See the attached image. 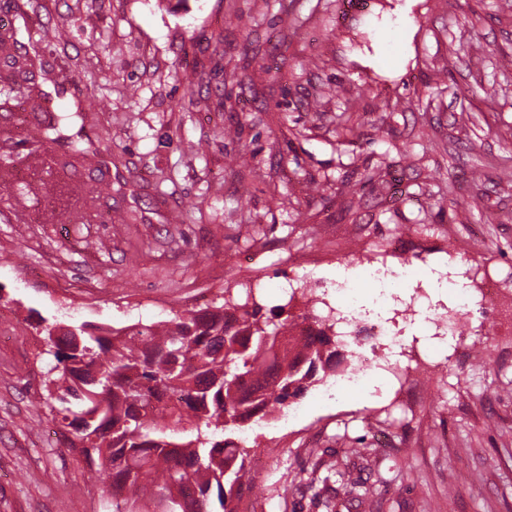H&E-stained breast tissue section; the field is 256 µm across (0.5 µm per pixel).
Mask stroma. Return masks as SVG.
I'll return each instance as SVG.
<instances>
[{"label":"stroma","mask_w":512,"mask_h":512,"mask_svg":"<svg viewBox=\"0 0 512 512\" xmlns=\"http://www.w3.org/2000/svg\"><path fill=\"white\" fill-rule=\"evenodd\" d=\"M13 3L0 25L37 64L18 97L0 71V512L112 501L44 402L39 323L149 325L247 290L300 322L343 282L404 342L378 350L402 381L328 379L233 432L269 457L239 512H512V312L479 348L430 322L462 302L433 280L512 292V0H39L25 19ZM28 25L63 37L32 48ZM76 96L108 150L55 160L92 224L26 175L43 112ZM346 468L373 507L337 494Z\"/></svg>","instance_id":"obj_1"}]
</instances>
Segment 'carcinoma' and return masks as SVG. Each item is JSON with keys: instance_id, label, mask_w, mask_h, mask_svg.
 Here are the masks:
<instances>
[{"instance_id": "cac0c4a2", "label": "carcinoma", "mask_w": 512, "mask_h": 512, "mask_svg": "<svg viewBox=\"0 0 512 512\" xmlns=\"http://www.w3.org/2000/svg\"><path fill=\"white\" fill-rule=\"evenodd\" d=\"M0 33V60L30 80L33 59L10 52ZM83 113L62 110L41 126L42 138L69 151L92 152L75 130ZM290 322L273 323L251 292L215 310L175 315L163 325L125 329L44 328L45 353L56 364L45 381L46 403L71 429L69 447L122 494L127 510L148 502L152 512H238L250 494V453L214 431H233L302 396L336 372L349 347L325 318L288 359ZM194 438L179 435L184 417ZM351 500L374 495L367 480L338 473Z\"/></svg>"}]
</instances>
